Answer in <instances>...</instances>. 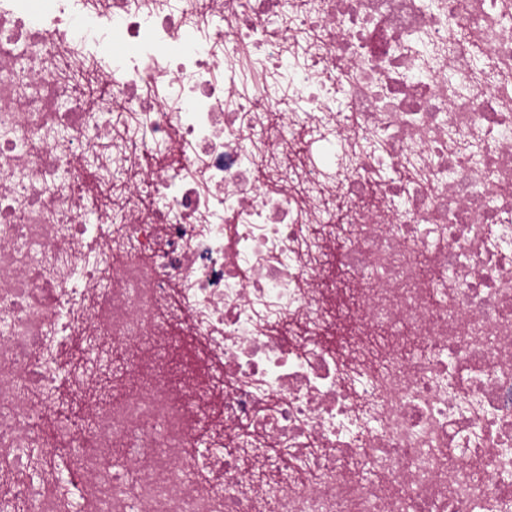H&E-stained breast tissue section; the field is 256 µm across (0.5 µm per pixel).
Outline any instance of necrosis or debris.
Wrapping results in <instances>:
<instances>
[{
	"instance_id": "4bbe7bcc",
	"label": "necrosis or debris",
	"mask_w": 512,
	"mask_h": 512,
	"mask_svg": "<svg viewBox=\"0 0 512 512\" xmlns=\"http://www.w3.org/2000/svg\"><path fill=\"white\" fill-rule=\"evenodd\" d=\"M207 4L0 0L12 498L58 512L34 477L62 445L85 512H512V0ZM89 64L107 96L79 93ZM114 108L147 125L135 152ZM178 332L207 381L169 385ZM83 342L119 355L122 397L43 430ZM213 405L216 439L253 441L202 481L189 410Z\"/></svg>"
}]
</instances>
